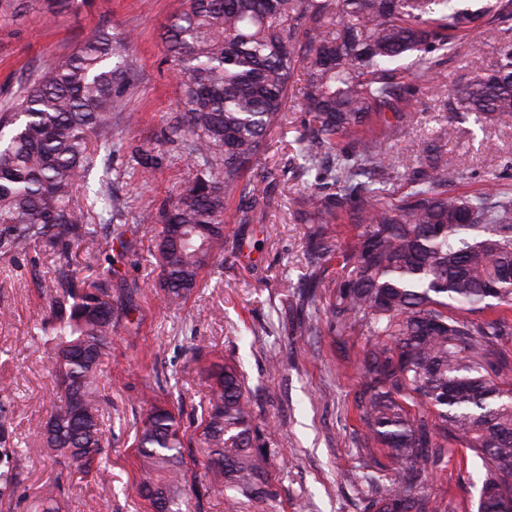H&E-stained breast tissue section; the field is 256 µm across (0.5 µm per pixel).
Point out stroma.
<instances>
[{
  "instance_id": "obj_1",
  "label": "stroma",
  "mask_w": 512,
  "mask_h": 512,
  "mask_svg": "<svg viewBox=\"0 0 512 512\" xmlns=\"http://www.w3.org/2000/svg\"><path fill=\"white\" fill-rule=\"evenodd\" d=\"M19 0H0V110L8 108L26 82L57 55L71 52L99 28L131 33L132 57L138 80L128 92L132 129L122 130L162 160L155 176L145 180L129 151L105 155L97 151L88 179L80 181L73 203L89 209L100 180L128 204L118 217L126 236L137 238L136 253L115 258L112 292L135 288L142 295L144 320L137 337L117 325L112 351L104 358L101 388L108 400L100 407L104 444L110 450L106 480H75L61 494L62 512H146L135 490L139 474L128 451L134 422L144 409L148 390H166L180 402L183 420L196 412L203 392L200 371L216 359L237 365L246 396L255 412L260 438L271 456L274 495L249 501L228 490L215 495L203 512H368L369 498L358 478L373 474L387 485V451L362 450L364 430L356 419L354 399L361 386L356 354L364 335L334 339L327 330L291 335L293 323L324 320L330 302L327 282L340 281L347 270L341 254L352 227L331 228L335 252L312 263L306 242L313 225L296 214L293 199L306 182H280L267 195L233 197L224 210L227 238L224 263L207 268L199 285L181 309L169 308L163 291L154 289L157 276L152 254L159 225L142 224L138 209L159 207L181 192L188 179L189 149L161 136L162 128L182 112L178 66L164 42L175 0H69L61 14L44 8L22 10ZM512 41V25L476 29L453 41L452 52L439 81L419 88L409 103L413 121L393 129L383 148L396 176L385 186L387 200L407 192L405 175L416 167L422 148L441 142L446 110L443 86L468 79L475 57L490 58L501 44ZM274 130L254 169L243 175L255 184L261 170H284L298 162L295 124ZM463 135L441 142L448 188L462 196L512 193V128H480L463 122ZM249 223H241L242 215ZM111 230L95 223L91 234L73 247L80 273L90 276L105 263ZM63 265L42 244L27 254L0 257V377L13 381L12 429L20 448L22 483L12 512H34L43 485L52 481L55 465L46 454L41 431L51 409L53 384L44 357L34 340L46 312L40 284L57 276ZM325 285L304 294L309 273ZM200 352H191L192 342ZM355 483L341 481L343 473ZM479 460L457 442L429 483L432 496L450 503L457 512H473L481 488Z\"/></svg>"
}]
</instances>
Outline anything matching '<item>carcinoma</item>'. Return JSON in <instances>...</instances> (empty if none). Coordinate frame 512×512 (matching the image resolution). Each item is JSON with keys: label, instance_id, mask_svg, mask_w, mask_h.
<instances>
[{"label": "carcinoma", "instance_id": "1", "mask_svg": "<svg viewBox=\"0 0 512 512\" xmlns=\"http://www.w3.org/2000/svg\"><path fill=\"white\" fill-rule=\"evenodd\" d=\"M512 20V0L495 11L458 0H183L173 14L167 49L180 66L185 112L163 136L190 143L187 188L140 221L163 225L157 285L174 306L202 272L224 261V205L256 191L242 183L290 112V83L299 69L304 113L296 142L305 164L323 163L327 185L295 198L296 213L317 225L309 247L333 251L325 224L346 219L357 234L343 252L347 276L325 311L328 333L367 336L357 354L363 377L356 396L363 445L389 450L390 478L369 512H456L426 492L452 439L481 461L477 512H512V194L460 197L436 154L409 175L412 190L397 204L380 185L395 171L377 141L362 134L407 123L404 104L434 82L448 63V41L485 21ZM133 38L98 30L60 55L0 113V256L42 242L65 260L89 233L93 211L72 192L93 166L94 143L112 149V119L133 124L126 97L135 79ZM412 59L401 67L397 62ZM453 139L457 119L512 126V44L477 60L469 80L446 96ZM146 177L156 161L131 147ZM48 311L38 340L45 348L55 401L42 429L56 473L39 500L59 512L64 485L107 477L99 366L124 319L136 336L138 289L112 295V266L94 278L64 274L44 285ZM491 313H486V310ZM208 392L193 431L169 402L149 398L136 423L139 496L157 512H183L218 491L213 473L240 496L270 495L268 449L258 444L245 382L231 363L207 369ZM11 383L0 378V512H10L21 484L9 410ZM198 445L200 461L186 449Z\"/></svg>", "mask_w": 512, "mask_h": 512}]
</instances>
